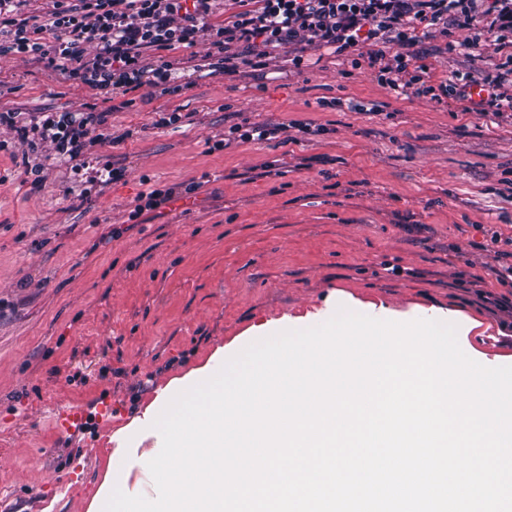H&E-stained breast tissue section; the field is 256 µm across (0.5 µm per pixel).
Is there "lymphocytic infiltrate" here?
I'll list each match as a JSON object with an SVG mask.
<instances>
[{"mask_svg":"<svg viewBox=\"0 0 512 512\" xmlns=\"http://www.w3.org/2000/svg\"><path fill=\"white\" fill-rule=\"evenodd\" d=\"M15 0H0V58L23 54L55 70L69 68L75 78L99 89L105 101L116 90L142 83L174 94L180 89L174 62L166 50L194 44L209 33L203 71L232 75L244 67L267 66L273 56L308 42L341 55L369 45L370 65L387 74L385 48L401 46L398 72L413 59L418 30L447 31L449 22L467 27L479 14L480 0H230L233 8L222 26L208 27L210 0H57L42 22L14 17ZM51 33L53 44L40 42ZM96 45L87 55V45ZM109 110L52 112L19 120L0 113V125L21 139L38 135L54 144L59 157L74 162L91 147L110 143Z\"/></svg>","mask_w":512,"mask_h":512,"instance_id":"obj_1","label":"lymphocytic infiltrate"}]
</instances>
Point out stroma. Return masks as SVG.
<instances>
[{"label":"stroma","mask_w":512,"mask_h":512,"mask_svg":"<svg viewBox=\"0 0 512 512\" xmlns=\"http://www.w3.org/2000/svg\"><path fill=\"white\" fill-rule=\"evenodd\" d=\"M206 39L167 52L187 88L127 92L114 140L84 167L0 126V503L88 512L111 438L214 349L327 308L395 320L448 310L463 351L512 365V110L461 91L512 58V30L431 31L414 47L438 95L399 94L361 63L305 45L303 62L200 77ZM99 90L28 56L0 59V112H84ZM180 122L158 126L161 114ZM286 124V140L242 139ZM43 168L25 182V164ZM121 169L104 181L103 165ZM171 201L129 214L141 194ZM86 449L50 415L102 397Z\"/></svg>","instance_id":"1"}]
</instances>
